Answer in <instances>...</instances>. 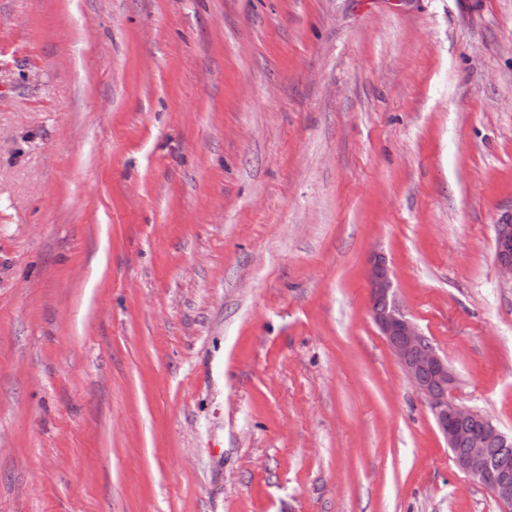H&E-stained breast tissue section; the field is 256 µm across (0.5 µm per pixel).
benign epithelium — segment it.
Listing matches in <instances>:
<instances>
[{"label": "benign epithelium", "instance_id": "benign-epithelium-1", "mask_svg": "<svg viewBox=\"0 0 512 512\" xmlns=\"http://www.w3.org/2000/svg\"><path fill=\"white\" fill-rule=\"evenodd\" d=\"M495 259L501 276L512 281V218L495 225ZM367 279L371 298L376 301L370 309L372 320L409 382L425 401L448 447L454 448L461 442L468 446L467 453L454 457L455 465L472 481L487 484L483 460L488 442L494 440L506 444L512 438L487 416L481 434L475 436L464 431L475 410L456 402L452 395L455 375L448 361L401 310L391 271L383 255L372 257ZM489 488L509 512L512 509V477L503 475Z\"/></svg>", "mask_w": 512, "mask_h": 512}]
</instances>
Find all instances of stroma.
Returning <instances> with one entry per match:
<instances>
[{
  "label": "stroma",
  "instance_id": "obj_1",
  "mask_svg": "<svg viewBox=\"0 0 512 512\" xmlns=\"http://www.w3.org/2000/svg\"><path fill=\"white\" fill-rule=\"evenodd\" d=\"M509 215L512 0H0V512H502ZM495 259L501 276L512 283V217L495 226ZM367 279L372 298V320L409 382L425 401L448 448L456 456L453 458L455 465L473 482L488 486L504 510L510 511L512 479L508 475L497 476L505 471L512 474L511 436L503 433L488 416L484 417L482 430L480 418L470 420L477 411L456 402L451 392L455 383L454 372L448 361L438 354L401 310L395 297L391 271L383 255L375 254L372 257L367 268ZM373 300L383 302V305H375ZM465 427L467 432L464 431ZM481 430L480 435H472ZM461 442L469 447L466 454L463 453L467 447ZM484 458L490 480L497 478L493 484L487 483Z\"/></svg>",
  "mask_w": 512,
  "mask_h": 512
}]
</instances>
